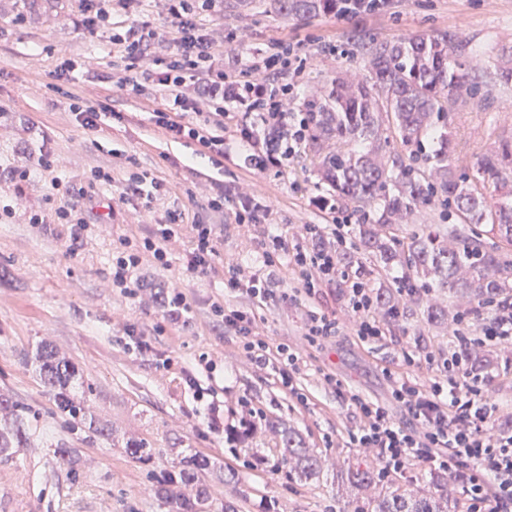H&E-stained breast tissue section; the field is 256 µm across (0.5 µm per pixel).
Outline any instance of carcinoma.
Wrapping results in <instances>:
<instances>
[{"label": "carcinoma", "mask_w": 512, "mask_h": 512, "mask_svg": "<svg viewBox=\"0 0 512 512\" xmlns=\"http://www.w3.org/2000/svg\"><path fill=\"white\" fill-rule=\"evenodd\" d=\"M287 15H342L352 7L347 0H277ZM368 58L369 77L347 85L336 82L323 101L310 105L308 121L312 144L329 143L321 154V180L333 192L332 200L354 210L374 209L373 222L362 224L356 250L340 256L356 274L379 281L376 304L385 310L399 306L393 286L385 281L386 270L398 265L407 284L418 289L412 301L429 322L445 319V313L428 299L432 288H448L464 294L483 309L512 292V142L503 143L477 158L476 176L457 173L446 104L465 86L467 59L475 52L470 41L446 33L402 36L394 41L361 44ZM442 129L440 145L433 154L422 152L423 138ZM400 141L408 155L390 150ZM437 204L446 224H431L403 235L401 220L418 207ZM473 224L479 230L461 234L459 226ZM386 228L381 234L376 227ZM456 246L448 247V240ZM498 269L491 279L485 270ZM477 371L492 365L490 355L464 349ZM38 377L52 395L59 413L76 425L104 434L89 414L85 397L74 391L77 369L60 358L50 346L37 353ZM22 408L0 397V453L22 438ZM280 435V462L298 479L313 480L319 473L299 433L278 420H266ZM210 461L201 455L182 460L156 486L169 512H207L210 491L204 474ZM436 492L426 495L392 493L369 502L370 512H453L442 488L459 477L435 471ZM383 480L377 464L346 472L345 483L358 491Z\"/></svg>", "instance_id": "carcinoma-1"}]
</instances>
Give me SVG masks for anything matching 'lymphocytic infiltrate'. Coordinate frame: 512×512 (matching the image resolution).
Wrapping results in <instances>:
<instances>
[{"instance_id": "obj_1", "label": "lymphocytic infiltrate", "mask_w": 512, "mask_h": 512, "mask_svg": "<svg viewBox=\"0 0 512 512\" xmlns=\"http://www.w3.org/2000/svg\"><path fill=\"white\" fill-rule=\"evenodd\" d=\"M217 0H165L173 28L168 34L169 53L158 58L152 53L157 31L150 22L135 20L113 33L120 62L116 67L118 90L141 94L144 81L164 92L165 110L154 112L152 120L161 133L174 141L195 142L207 149L216 165L224 163L223 102L245 105L237 133L250 152L247 160L254 169L264 171L283 167L301 144L307 121H294L283 109L276 89L265 83H239L224 72V53L197 23L200 14L213 10ZM41 173L49 180L51 214L34 213L30 223L47 219L71 227L73 241L90 232L88 210L74 188L66 186L54 171L57 160L44 155ZM247 227L250 240L264 258L260 269L220 263L218 241L232 226ZM235 225L195 223L185 225L181 210H167L154 220L151 229L137 239H126L112 260V285L129 299H136L141 288L136 272L144 260L159 265L168 263V243L189 232L191 245L184 257V270L191 275L224 274V288L247 295L253 308L224 302L211 304L213 316L224 326L226 335L236 337L257 368L274 367L282 385L299 404H307L295 379L301 369L299 348L281 344L277 361H270V349L257 324L255 307L271 303L290 304L298 293L315 295L318 288L341 283L348 313L356 319L360 341L372 344L385 334V323L372 310L375 300L370 288L350 277L338 263V249L346 248L347 233L339 231L336 243H329L325 225H304L296 243L285 246L278 225L271 222L270 209L243 207ZM287 257L298 288L278 292L271 286L269 267ZM459 344L448 359L432 353H404L403 366L383 368L382 375L392 400L401 408L404 420H397L385 406L369 401L324 370L320 383L333 390L353 413L358 425L349 439L353 447L371 454L381 466L383 476L404 473L414 464L461 477L466 512H512V428L498 424V405L489 396V379L474 372L466 363L463 348L486 345H512V301L481 311L478 321H467L456 329ZM262 425L257 415L224 417L217 404L208 407V428L223 435L230 447L244 444Z\"/></svg>"}]
</instances>
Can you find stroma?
Here are the masks:
<instances>
[{
  "instance_id": "obj_1",
  "label": "stroma",
  "mask_w": 512,
  "mask_h": 512,
  "mask_svg": "<svg viewBox=\"0 0 512 512\" xmlns=\"http://www.w3.org/2000/svg\"><path fill=\"white\" fill-rule=\"evenodd\" d=\"M77 13L76 0H0V108L13 115L0 124V165L31 172L19 185L0 178V198L17 203L14 218L0 223V395L24 408L20 446L0 455V512H168L154 488L172 465L194 454L213 464L210 512H222L225 502L236 500L242 512H262L269 497L277 499L279 512H356L357 503L341 494L337 480L367 458L350 446L356 421L336 393L319 386V370H335L365 397L390 404L382 368L396 367L402 350H415L421 339L428 351L447 356L452 331L470 302L453 291H432L447 321L397 319L371 349L358 342L339 289L258 310L270 345L302 350L297 384L310 398L302 406L274 371L257 368L212 318L210 304L222 297L224 282L186 274L187 237L169 244L168 267L147 263L139 269V301L113 290V252L148 223L141 201L118 200L129 174L145 173L165 184L166 195L153 203L156 213L179 209L190 221L231 224L242 204L266 206L289 237L306 224L333 223L335 215L316 204L328 188L308 144L278 172L246 162L248 149L235 133L236 103L224 105L230 158L223 166L213 165L198 144L168 140L151 121L165 107L161 92L150 85L138 96L113 89L111 32L83 33ZM20 15L25 21L18 26L14 20ZM199 23L221 44L226 73L238 75L239 61H256L248 80L287 86L284 109L298 113L307 112L335 80L365 77L367 57L356 50L357 40L443 32L465 38L478 52L469 80L479 90L448 102L454 158L469 171L478 156L512 141V83L499 80L501 70L512 67V0H389L381 11L352 18L288 16L275 0H219ZM288 41L302 43V69L287 70L277 60L279 43ZM59 53L82 62L75 84L83 95L93 101L111 97L113 111L124 113V120L105 119L94 133L78 125L67 99L53 88ZM46 153L58 160L57 176L76 188L88 185L94 168L112 172V185L92 189L99 224L83 242L72 243L68 225L28 220L30 212L47 207L48 180L38 169ZM223 187L232 191L223 211L208 209V198ZM175 288L192 301L184 327L161 318L163 298ZM311 311L334 314L339 322L320 350L308 348L304 338ZM130 328L145 333L150 353L129 346ZM44 343L77 366L76 387L88 389V408L104 434L74 428L57 411L35 372L33 354ZM203 354L213 372L201 368ZM190 374L202 398L188 389ZM213 402L235 413L247 407L294 427L318 458V480L301 486L287 467L278 466L279 439L268 428H259L248 444L225 447L223 437L207 427ZM140 439L152 442L151 460L128 451V442ZM257 457L266 459L265 469L253 467ZM432 489L429 468L418 464L371 486L363 498Z\"/></svg>"
}]
</instances>
